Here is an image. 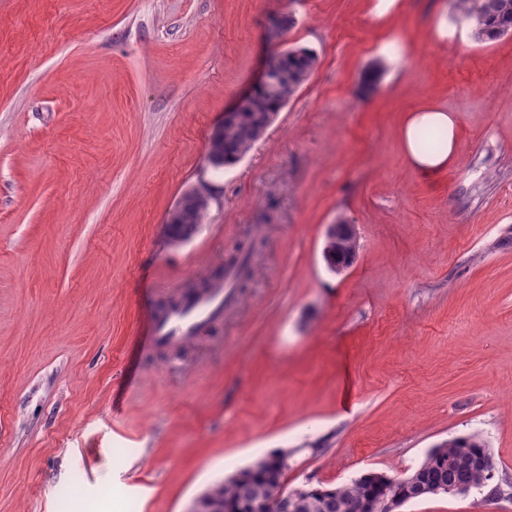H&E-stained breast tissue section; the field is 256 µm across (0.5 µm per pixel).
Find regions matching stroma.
Masks as SVG:
<instances>
[{
  "instance_id": "stroma-1",
  "label": "stroma",
  "mask_w": 512,
  "mask_h": 512,
  "mask_svg": "<svg viewBox=\"0 0 512 512\" xmlns=\"http://www.w3.org/2000/svg\"><path fill=\"white\" fill-rule=\"evenodd\" d=\"M371 6L0 0V512H188L271 448L292 453L291 489L402 477L472 433L512 481V35L477 40L450 0ZM287 48L316 54L309 78L241 161L203 172L225 112ZM428 105L459 137L438 170L400 143ZM202 176L206 220L169 244ZM339 219L358 249L336 274ZM257 230L236 308L153 346L162 303ZM342 233H347L350 237V253H348L345 256H340L336 252L335 262H336V273H341L344 269L348 267V261L352 254L356 253L357 249V239L353 230V227L351 224H344V222L337 220L336 224H328L325 231V237H324V247H323V258L328 266L333 265L334 266V259L333 255L335 254L330 250L329 242L331 240H335V237L337 238L338 235ZM356 240V244L354 241V237Z\"/></svg>"
}]
</instances>
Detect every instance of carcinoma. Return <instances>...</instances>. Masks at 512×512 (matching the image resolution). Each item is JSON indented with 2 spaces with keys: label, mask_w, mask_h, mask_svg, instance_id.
Returning <instances> with one entry per match:
<instances>
[{
  "label": "carcinoma",
  "mask_w": 512,
  "mask_h": 512,
  "mask_svg": "<svg viewBox=\"0 0 512 512\" xmlns=\"http://www.w3.org/2000/svg\"><path fill=\"white\" fill-rule=\"evenodd\" d=\"M452 8L462 18H472L479 26L478 36L493 40L503 31L512 28V0H452ZM288 60L277 64L274 83L258 89L252 102L231 121L219 125L211 136L215 158L212 169L220 171L240 161L255 142L257 130L265 126L269 115L278 114L295 96L308 79L317 62L316 56L306 49H288ZM422 152L433 154L443 147V131L424 127L418 132ZM207 210L192 202L186 203L178 223L167 228L169 239L174 243L190 240L198 231ZM261 241L254 237L239 247L231 262H249ZM487 449L483 437L473 433L452 437L431 448L424 460L411 472L417 477L420 498L431 496V490H452L464 487L467 491L480 490L493 479L488 472L477 468L473 455ZM286 470L279 467L272 455L263 456L228 479L208 490L199 501L202 512H238L239 506L248 502H263L269 490L279 486L287 489L284 482ZM299 500L298 512H349L348 505L365 501L372 508L388 497L408 494V488L391 476L380 480L367 472L346 483L325 488L294 489Z\"/></svg>",
  "instance_id": "cac0c4a2"
}]
</instances>
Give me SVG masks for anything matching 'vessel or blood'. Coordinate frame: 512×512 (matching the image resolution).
<instances>
[{
    "instance_id": "b4317fda",
    "label": "vessel or blood",
    "mask_w": 512,
    "mask_h": 512,
    "mask_svg": "<svg viewBox=\"0 0 512 512\" xmlns=\"http://www.w3.org/2000/svg\"><path fill=\"white\" fill-rule=\"evenodd\" d=\"M244 268L228 266L223 279L193 297H180L176 306L158 315L153 324L152 344L178 346L197 340L200 330L223 319L225 312L238 304L236 284Z\"/></svg>"
}]
</instances>
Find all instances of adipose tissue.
Here are the masks:
<instances>
[{
  "mask_svg": "<svg viewBox=\"0 0 512 512\" xmlns=\"http://www.w3.org/2000/svg\"><path fill=\"white\" fill-rule=\"evenodd\" d=\"M436 127L446 134V146L437 154L422 153L417 145V132L423 127ZM403 149L411 162L425 169H439L448 161L453 160L458 153L455 135V123L447 111L439 107H427L410 115L401 129Z\"/></svg>",
  "mask_w": 512,
  "mask_h": 512,
  "instance_id": "adipose-tissue-1",
  "label": "adipose tissue"
}]
</instances>
